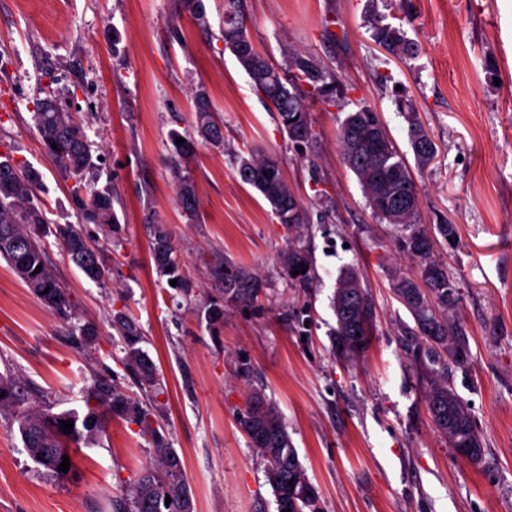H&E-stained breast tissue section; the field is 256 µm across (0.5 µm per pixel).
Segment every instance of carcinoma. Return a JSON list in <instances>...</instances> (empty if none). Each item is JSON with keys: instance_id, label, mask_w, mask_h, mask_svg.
Here are the masks:
<instances>
[{"instance_id": "carcinoma-1", "label": "carcinoma", "mask_w": 512, "mask_h": 512, "mask_svg": "<svg viewBox=\"0 0 512 512\" xmlns=\"http://www.w3.org/2000/svg\"><path fill=\"white\" fill-rule=\"evenodd\" d=\"M184 7L201 28H207L204 0H184ZM241 35H247L241 0H224V42H234ZM373 36L393 56H413L418 52V44L391 24H375ZM247 49L250 52L247 74L256 92L273 104L271 111L277 113L288 138L302 143L313 141L312 121L298 94V85L309 87L307 96L337 106L344 97L341 81L312 55L290 52L284 65L278 68L257 53L252 42H247ZM377 115L369 104L348 113L339 129L343 157L357 176L374 216L400 232L401 251L417 264V275L394 277L393 293L414 320L413 347L427 359L423 401L433 425L448 438L453 449L480 446L482 442L469 409L448 382V364H467L470 348L466 329L456 318L459 290L449 279L446 264L434 254L438 239H453L457 231L455 225L446 221L432 226L421 224L417 184L389 130L375 123ZM32 119L45 152L74 179L72 202L79 223L100 224L111 233L117 232L112 190L83 184L92 154L82 123L51 98L35 103ZM223 129L222 119L211 111L204 96H199L196 104L199 136L214 146H222ZM407 135L415 159L426 166L436 153L435 142L415 120L409 122ZM238 175L269 203L280 223L289 226L304 223L305 206L288 187L277 158L252 149L248 156H239ZM176 178L178 202L187 214L193 215L198 208L195 186L179 174ZM38 187L39 173L35 169L15 161L8 153H0V257L48 308L64 313L70 303L47 262L43 243L46 236L55 237L63 253L89 280L99 283L112 269L106 257L107 249L88 240L76 225L50 224L37 203ZM150 250L159 273L169 281H177V286H184L177 245L165 225H153ZM283 265L290 272L291 280L303 285L309 283L310 263L304 249L289 248L283 255ZM207 270L214 285L204 307V320L210 329L224 324L228 308L254 307L264 293V283L255 272L222 255L214 256ZM295 270L300 274H293ZM334 309L333 354L353 361L370 346L375 316L374 303L353 266L341 272ZM112 328L125 346V368L137 379L145 397H131L112 380L97 377L86 393L83 416L76 411L53 413L49 409L19 412L18 429L24 448L36 463L64 477L66 473L58 470L62 456L70 457L80 443H88L94 432L102 428L105 415H115L138 426L142 435L151 437L156 446V462L143 467L129 490L112 500V512H194L181 459L164 444L154 426L163 391L157 383L156 367L143 348L146 337L138 319L130 310L120 309L112 315ZM69 334L79 344L86 345L97 339L99 328L87 321L78 327L69 326ZM27 399V387L0 374V407L19 408ZM64 421L74 422L72 432L66 433L60 427ZM239 425L265 463L277 512L284 509L322 512L318 490L308 480L291 446L282 414L262 391H250ZM167 497L171 499L168 504Z\"/></svg>"}]
</instances>
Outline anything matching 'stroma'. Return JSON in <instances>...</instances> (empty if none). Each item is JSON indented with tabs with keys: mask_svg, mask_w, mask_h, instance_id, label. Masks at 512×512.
Wrapping results in <instances>:
<instances>
[{
	"mask_svg": "<svg viewBox=\"0 0 512 512\" xmlns=\"http://www.w3.org/2000/svg\"><path fill=\"white\" fill-rule=\"evenodd\" d=\"M201 31L180 0H0V151L42 177L38 199L55 224L77 223L74 181L48 157L32 120L52 95L78 112L97 163L86 182L111 185L119 232L84 227L116 243L109 280L87 279L47 237V257L71 313L97 323L80 346L0 260V373L30 387L28 406L84 410L95 376L129 395L124 345L111 316L130 309L163 389L160 433L179 454L194 512H276L264 462L237 419L249 387L281 411L317 488L323 512H512V0H246L256 49L284 62L286 48L312 54L347 86L342 107L308 100L315 139L292 142L225 48L224 0H204ZM402 26L420 53L400 59L372 37L374 23ZM205 95L224 121V144L199 140L194 99ZM377 108L404 155L416 118L437 152L413 167L422 221L454 224L439 257L457 281V312L470 361L448 371L482 440L478 460L456 457L423 403L421 367L402 334L414 321L392 293V273L415 270L394 227L373 217L345 163L338 129L360 103ZM194 139L174 157L171 131ZM258 147L275 156L306 222L291 228L237 174L236 158ZM196 186L197 217L178 203L173 168ZM326 195L332 211L319 205ZM168 225L188 291L167 287L150 253L153 225ZM310 254L311 287H296L281 256ZM250 267L265 284L261 313L226 311L209 330L200 314L211 293L212 254ZM355 265L375 305L370 348L356 362L331 353L333 298ZM254 377H237L238 364ZM151 438L112 416L75 454L67 479L35 463L13 409L0 410V512H112L113 496L152 461Z\"/></svg>",
	"mask_w": 512,
	"mask_h": 512,
	"instance_id": "35a3bbf8",
	"label": "stroma"
}]
</instances>
